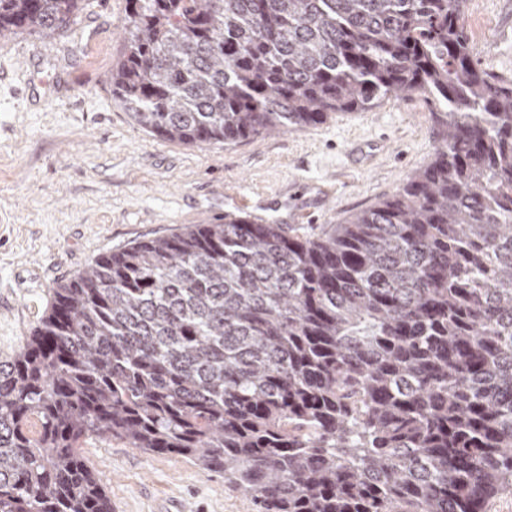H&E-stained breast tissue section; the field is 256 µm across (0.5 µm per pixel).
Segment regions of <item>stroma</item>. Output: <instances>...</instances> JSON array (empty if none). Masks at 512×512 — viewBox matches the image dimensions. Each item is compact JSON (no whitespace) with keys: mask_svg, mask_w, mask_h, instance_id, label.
<instances>
[{"mask_svg":"<svg viewBox=\"0 0 512 512\" xmlns=\"http://www.w3.org/2000/svg\"><path fill=\"white\" fill-rule=\"evenodd\" d=\"M126 5L83 0L52 36L0 39V360L38 324L53 288L100 254L229 214L318 234L432 158V107L416 96L225 144L150 135L106 82ZM466 30L480 67L512 79V0H468ZM81 453L112 512H258L222 473L181 456L95 438Z\"/></svg>","mask_w":512,"mask_h":512,"instance_id":"stroma-1","label":"stroma"}]
</instances>
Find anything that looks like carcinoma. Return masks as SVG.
<instances>
[{"label":"carcinoma","instance_id":"obj_1","mask_svg":"<svg viewBox=\"0 0 512 512\" xmlns=\"http://www.w3.org/2000/svg\"><path fill=\"white\" fill-rule=\"evenodd\" d=\"M82 0H0V38ZM467 0H128L107 80L192 146L419 95L434 157L322 234L226 215L96 257L0 361V512H112L90 437L260 512H485L512 486V80Z\"/></svg>","mask_w":512,"mask_h":512}]
</instances>
